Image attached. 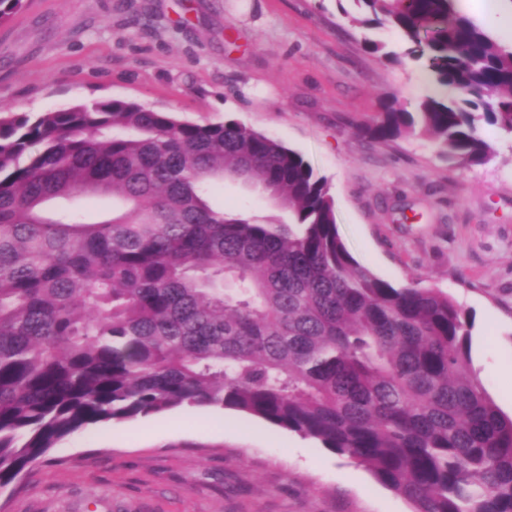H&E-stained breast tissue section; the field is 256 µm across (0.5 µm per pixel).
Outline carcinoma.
I'll use <instances>...</instances> for the list:
<instances>
[{
	"label": "carcinoma",
	"instance_id": "obj_1",
	"mask_svg": "<svg viewBox=\"0 0 512 512\" xmlns=\"http://www.w3.org/2000/svg\"><path fill=\"white\" fill-rule=\"evenodd\" d=\"M352 2V24L397 30L456 91L387 98L364 134L489 163L481 123L512 135V45L455 0ZM23 7L0 0V23ZM227 180L288 218L214 206ZM83 196L112 214L86 221ZM472 329L442 291L360 264L327 181L235 118L124 99L0 113V491L91 425L208 407L320 441L414 512H512V416L469 370Z\"/></svg>",
	"mask_w": 512,
	"mask_h": 512
}]
</instances>
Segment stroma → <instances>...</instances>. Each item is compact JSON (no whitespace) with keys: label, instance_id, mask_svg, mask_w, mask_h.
Listing matches in <instances>:
<instances>
[{"label":"stroma","instance_id":"1","mask_svg":"<svg viewBox=\"0 0 512 512\" xmlns=\"http://www.w3.org/2000/svg\"><path fill=\"white\" fill-rule=\"evenodd\" d=\"M364 51L338 0H25L0 24V109L126 99L190 122L232 116L327 178L339 233L393 286L437 288L473 317L469 368L512 415V138L463 166L423 139L361 129L429 74ZM0 512H413L320 441L233 410L177 408L62 440L0 492Z\"/></svg>","mask_w":512,"mask_h":512}]
</instances>
